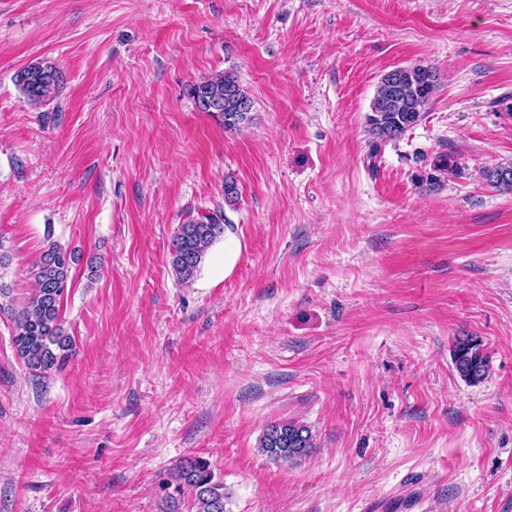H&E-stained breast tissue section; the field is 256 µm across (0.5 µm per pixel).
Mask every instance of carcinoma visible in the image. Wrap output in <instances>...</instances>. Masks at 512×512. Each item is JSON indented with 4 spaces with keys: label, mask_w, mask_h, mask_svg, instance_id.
<instances>
[{
    "label": "carcinoma",
    "mask_w": 512,
    "mask_h": 512,
    "mask_svg": "<svg viewBox=\"0 0 512 512\" xmlns=\"http://www.w3.org/2000/svg\"><path fill=\"white\" fill-rule=\"evenodd\" d=\"M15 80L31 104L42 105L57 97L63 75L52 64H35L20 70ZM438 85L436 71L428 66L397 67L382 76L366 115L372 152L378 151L380 143L400 137L423 119ZM190 95L198 111L217 116L226 130H237L252 120V100L230 72L197 81L191 86ZM458 172L454 157L441 154L420 182L434 189L440 185L441 175ZM485 178L490 185L511 191L512 162L486 170ZM223 221L222 214L215 213L179 225L170 254L180 282L193 281L209 247L224 235ZM75 262L74 253L50 244L33 263L35 288L31 297L12 312L18 356L36 374L51 372L71 355L73 342L61 327L60 307L71 287ZM452 363L464 381L475 384L484 380L488 356L482 341L468 334L456 337ZM313 448L311 429L296 420L272 421L260 438L261 451L274 461L298 464ZM165 488L173 492L166 494L162 512H182L187 497L195 512H226L224 480L203 458L190 457L177 463L168 474Z\"/></svg>",
    "instance_id": "obj_1"
}]
</instances>
